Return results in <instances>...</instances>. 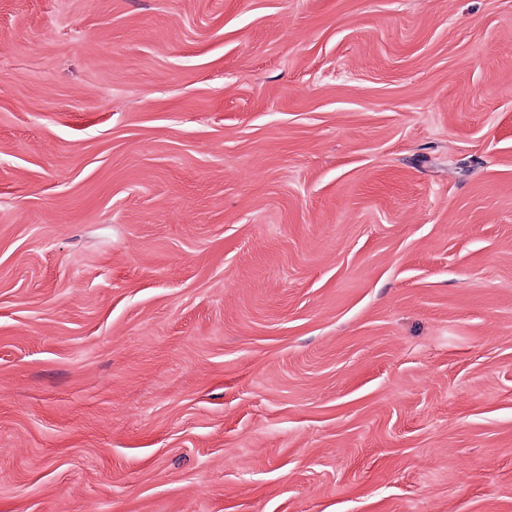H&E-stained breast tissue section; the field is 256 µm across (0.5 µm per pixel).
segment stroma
<instances>
[{
    "mask_svg": "<svg viewBox=\"0 0 512 512\" xmlns=\"http://www.w3.org/2000/svg\"><path fill=\"white\" fill-rule=\"evenodd\" d=\"M0 512H512V0H0Z\"/></svg>",
    "mask_w": 512,
    "mask_h": 512,
    "instance_id": "stroma-1",
    "label": "stroma"
}]
</instances>
